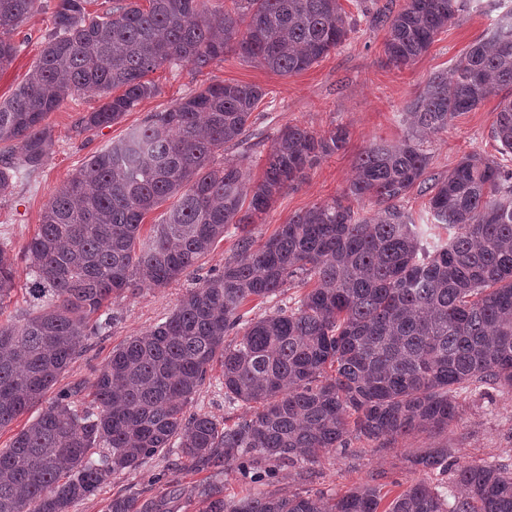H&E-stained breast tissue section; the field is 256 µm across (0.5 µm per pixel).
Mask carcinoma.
<instances>
[{"label": "carcinoma", "instance_id": "1", "mask_svg": "<svg viewBox=\"0 0 512 512\" xmlns=\"http://www.w3.org/2000/svg\"><path fill=\"white\" fill-rule=\"evenodd\" d=\"M56 0L40 57L0 102V197L41 167L53 141L45 120L69 98L106 102L80 117L77 132L109 127L157 92L147 76L185 63L198 74L229 51L279 75L310 68L347 40L357 19L341 0H231L216 15L206 0ZM471 0H406L372 23L386 29L384 51L412 64ZM40 0H0V67L18 52L13 35ZM512 88V7L460 58L432 75L401 113L399 143H375L356 160L343 195L289 218L258 244L245 232L283 190L302 183L322 158L345 148L348 129L317 135L297 124L279 130L263 176L243 192L246 173L216 163L226 145L246 141L266 96L253 84L200 87L104 150L45 205L38 231L17 256L0 245V306L26 262L27 292L42 305L0 324V429L42 403L86 343L110 324L100 311L142 282L165 287L194 271L229 228L242 231L224 270L197 282L165 321L112 351L94 371L92 408L61 391L0 448V512H71L121 472L161 451L209 480L193 487L203 512H378L380 488L340 497L226 498L224 465L257 479L316 461L353 438L387 443L448 427L463 385L512 390V169L479 153L426 184L424 139L490 95ZM119 94H114V91ZM491 136L512 155V99L499 104ZM430 193L426 223L405 198ZM171 206L140 237L148 213ZM369 201L372 213L352 202ZM448 229L436 238L431 226ZM314 281L299 300L242 320L250 299H270L295 279ZM235 338L226 341L230 333ZM224 399L257 408L225 425L188 406L214 362ZM178 445H172L173 439ZM427 472L448 469V449L412 459ZM467 495L449 503L424 482L385 512H512V472L470 465L458 471ZM169 498H112L108 512H172Z\"/></svg>", "mask_w": 512, "mask_h": 512}]
</instances>
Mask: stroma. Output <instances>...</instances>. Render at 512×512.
<instances>
[{"label": "stroma", "mask_w": 512, "mask_h": 512, "mask_svg": "<svg viewBox=\"0 0 512 512\" xmlns=\"http://www.w3.org/2000/svg\"><path fill=\"white\" fill-rule=\"evenodd\" d=\"M498 2L474 0L469 10L437 35L426 53L404 68L389 64L384 53L385 29L364 17L356 33L343 45L297 74L273 73L232 52L200 75L187 65L160 68L150 75L159 88L158 94L142 100L118 122L100 130L82 134L75 130L78 119L96 109L100 98L69 99L47 118L55 141L50 158L41 168L15 178L11 194L0 197V243L21 249L36 233L50 194L66 184L93 153L119 140L152 113L163 110L201 84L224 81L255 84L266 92L250 118L245 144L224 149L225 157L239 163L251 180L261 178L265 156L284 125L298 124L320 135L338 124L349 131L344 150L322 159L302 183L278 195L271 209L251 225L252 237L265 241L295 213L342 195L355 176V161L365 148L379 141L395 143L402 139L401 112L431 74L451 69L485 33L498 14ZM47 24L46 14L40 11L17 29L14 39L19 51L8 66L0 69V100L10 97L36 62ZM499 102V97L488 98L477 109L456 117L447 130L427 139V178L446 176L463 155L473 151L505 165L512 163V157L499 154L491 136ZM195 283L196 277L187 275L164 288L143 286L113 299L109 307L115 316L113 323L103 335L89 340L81 355L59 377L56 390L81 384L83 391L75 402L79 407H88L86 389L93 381L95 369L105 362L113 348L163 322ZM222 380L221 365H213L189 409L230 424L249 415L250 408L241 403H225ZM457 402L459 415L448 429L413 432L384 445L355 439L347 449H329L317 462L280 470L270 480H250L236 467H226L224 494L291 495L309 490L330 496L373 481L390 500L411 485L425 481L454 496L461 492L456 479L460 467L486 465L512 471V390L474 382L459 390ZM428 448L447 449V472L426 473L413 465V458ZM175 460V455L163 451L148 459L138 471L114 475L94 496L78 502L72 512H105L112 497L118 494L137 492L146 498L163 494L174 474L187 488L201 482L200 474L175 472Z\"/></svg>", "instance_id": "stroma-1"}]
</instances>
